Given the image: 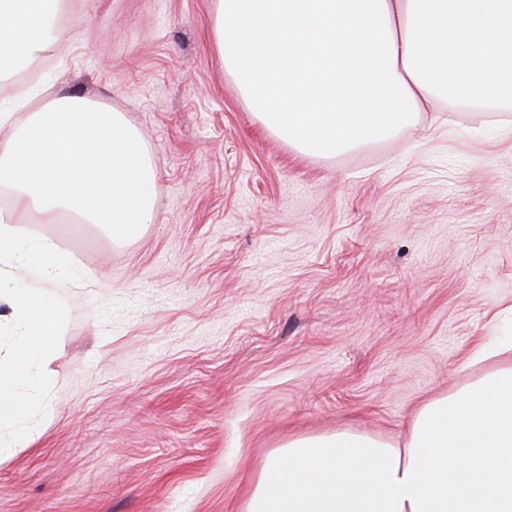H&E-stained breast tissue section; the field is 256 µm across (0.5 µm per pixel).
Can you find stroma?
Returning <instances> with one entry per match:
<instances>
[{
	"label": "stroma",
	"mask_w": 512,
	"mask_h": 512,
	"mask_svg": "<svg viewBox=\"0 0 512 512\" xmlns=\"http://www.w3.org/2000/svg\"><path fill=\"white\" fill-rule=\"evenodd\" d=\"M215 0H61L24 123L57 88L124 113L158 173L115 243L23 217L104 280L59 283L49 414L0 450V512H244L268 456L339 431L403 441L424 402L512 351V112L445 102L333 158L265 131L224 73Z\"/></svg>",
	"instance_id": "stroma-1"
}]
</instances>
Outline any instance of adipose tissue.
<instances>
[{
    "label": "adipose tissue",
    "mask_w": 512,
    "mask_h": 512,
    "mask_svg": "<svg viewBox=\"0 0 512 512\" xmlns=\"http://www.w3.org/2000/svg\"><path fill=\"white\" fill-rule=\"evenodd\" d=\"M54 0H0V71L50 44ZM224 71L257 121L296 152L331 158L380 141L431 102L512 110V0H216ZM0 284L12 345L0 360V428L31 442L29 389L53 361L71 273L23 215L65 214L138 238L158 190L123 113L57 93L23 126L0 115ZM245 512H512V366L415 412L403 442L299 436L264 463Z\"/></svg>",
    "instance_id": "1"
}]
</instances>
